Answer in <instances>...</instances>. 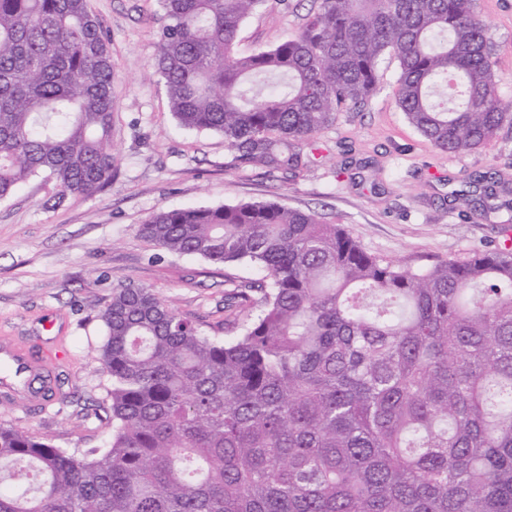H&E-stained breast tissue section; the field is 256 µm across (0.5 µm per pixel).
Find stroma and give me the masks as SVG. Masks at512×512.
<instances>
[{"label":"stroma","mask_w":512,"mask_h":512,"mask_svg":"<svg viewBox=\"0 0 512 512\" xmlns=\"http://www.w3.org/2000/svg\"><path fill=\"white\" fill-rule=\"evenodd\" d=\"M109 38L115 111L112 181L90 198L58 208L53 180L38 176L0 201V338L23 349L57 381L56 395L25 401L0 389V427L28 430L83 452L105 447L102 421L112 382L100 359L99 313L114 292L146 287L207 336L233 335L224 322V282L256 268L217 266L147 241L154 212L274 201L344 225L369 253L412 269L464 260L507 239V212L468 217L452 191L468 174L512 181V128L469 153L432 147L397 103L398 61L385 54L379 83L363 105L302 146L297 171L240 159L222 136L181 127L155 69L165 10L161 0H89ZM311 0H266L243 22L236 49L251 54L297 34ZM489 30V64L499 100L512 106V0H475Z\"/></svg>","instance_id":"obj_1"}]
</instances>
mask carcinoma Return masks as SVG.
I'll list each match as a JSON object with an SVG mask.
<instances>
[{
  "instance_id": "carcinoma-1",
  "label": "carcinoma",
  "mask_w": 512,
  "mask_h": 512,
  "mask_svg": "<svg viewBox=\"0 0 512 512\" xmlns=\"http://www.w3.org/2000/svg\"><path fill=\"white\" fill-rule=\"evenodd\" d=\"M265 0H163L156 71L188 129L246 162L300 146L366 102L389 52L397 102L436 149L503 127L473 0H319L300 31L237 52ZM109 42L88 0H0V200L45 174L53 205L112 180ZM508 180L471 176L472 211ZM142 234L259 276L231 283L239 335L204 336L150 289L100 314L105 448L0 428V512H512V248L416 271L341 224L277 203L159 210Z\"/></svg>"
}]
</instances>
